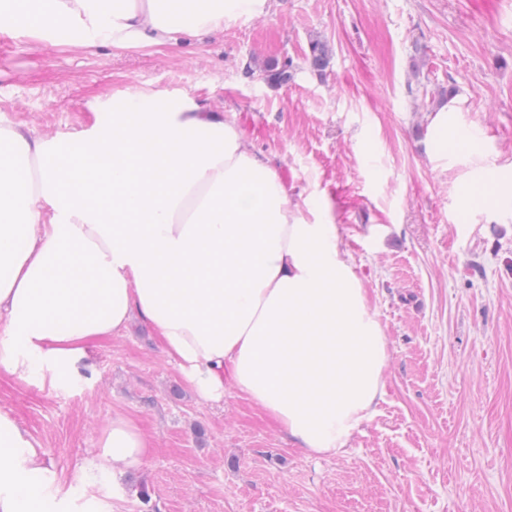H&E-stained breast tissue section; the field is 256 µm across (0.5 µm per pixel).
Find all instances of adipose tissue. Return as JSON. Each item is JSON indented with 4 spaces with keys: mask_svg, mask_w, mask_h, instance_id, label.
Instances as JSON below:
<instances>
[{
    "mask_svg": "<svg viewBox=\"0 0 512 512\" xmlns=\"http://www.w3.org/2000/svg\"><path fill=\"white\" fill-rule=\"evenodd\" d=\"M269 0H0V33L57 44H178ZM456 94L428 117L432 162L486 168ZM148 322L207 402L235 391L296 447L346 451L386 391L384 329L328 204L292 201L271 159L188 97L125 90L77 138L0 125V374L75 375L89 346ZM150 438L114 413L79 477L140 468ZM42 444L0 409V512H65Z\"/></svg>",
    "mask_w": 512,
    "mask_h": 512,
    "instance_id": "adipose-tissue-1",
    "label": "adipose tissue"
}]
</instances>
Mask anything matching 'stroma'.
<instances>
[{"instance_id": "35a3bbf8", "label": "stroma", "mask_w": 512, "mask_h": 512, "mask_svg": "<svg viewBox=\"0 0 512 512\" xmlns=\"http://www.w3.org/2000/svg\"><path fill=\"white\" fill-rule=\"evenodd\" d=\"M271 61L288 82L266 78ZM452 87L486 132L498 194L512 0H271L167 47L0 34V124L31 136L81 135L95 104L129 88L235 118L291 195L336 208L387 336L386 396L333 457L293 447L236 393L198 399L138 318L91 345L70 384L0 375V408L41 442L60 494L112 512H512V211H463L470 164L428 158V116ZM116 411L152 453L116 481L80 482Z\"/></svg>"}]
</instances>
